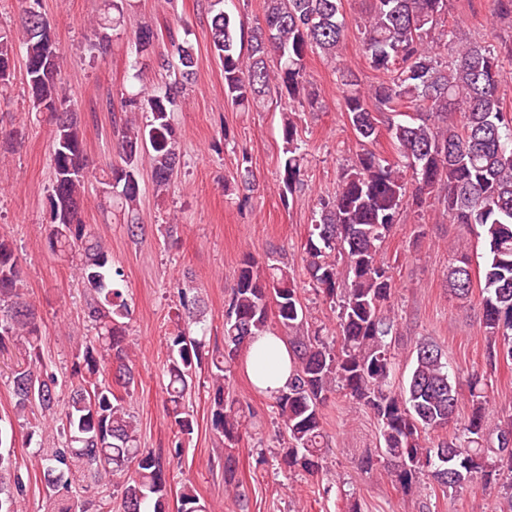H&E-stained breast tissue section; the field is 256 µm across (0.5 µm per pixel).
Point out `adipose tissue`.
Returning <instances> with one entry per match:
<instances>
[{
    "instance_id": "adipose-tissue-1",
    "label": "adipose tissue",
    "mask_w": 512,
    "mask_h": 512,
    "mask_svg": "<svg viewBox=\"0 0 512 512\" xmlns=\"http://www.w3.org/2000/svg\"><path fill=\"white\" fill-rule=\"evenodd\" d=\"M245 369L258 389L273 396L290 380L292 357L280 336H256L247 347Z\"/></svg>"
}]
</instances>
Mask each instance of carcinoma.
I'll return each mask as SVG.
<instances>
[{"instance_id": "cac0c4a2", "label": "carcinoma", "mask_w": 512, "mask_h": 512, "mask_svg": "<svg viewBox=\"0 0 512 512\" xmlns=\"http://www.w3.org/2000/svg\"><path fill=\"white\" fill-rule=\"evenodd\" d=\"M28 0L17 29L0 28V89L16 69L17 47L25 59L29 112L52 126L51 194L47 243L59 259H78L76 272L89 297L86 318L92 334L73 354L69 396L59 405L56 373L44 359L41 317L26 297L24 268L9 240L0 238V355L23 342V358L11 373L16 414L37 408L56 423L59 447H38L34 461L54 512H112L84 505L72 495L110 484L120 495L121 512H169L166 470L181 457L194 431L185 398L193 378L210 376L211 427L224 448L240 441L247 421L226 372L253 336L271 331L269 318L288 337L294 378L274 396L280 426L274 434L275 461L288 474L323 471L329 448L322 406L335 393L375 418L379 463L401 489L426 479L455 490L480 475L502 483L498 512H512V414L495 420L488 412V380H469L470 412L461 433L437 444L428 435L457 422L458 393L445 351L421 338L407 377H394L396 335L390 316L396 284L383 257L386 238L400 211L424 208L434 198L453 224L476 230L483 268L481 324L492 360L512 362V113L501 103L502 60L479 42L459 46L451 64L439 60L444 32L438 30L448 0H371L360 24L370 68L387 79L369 89L342 67L339 89L345 112L360 143L376 140L386 128L396 155L389 159L361 149L343 169L336 190L317 198L301 260L315 293L339 309L336 335L310 324L301 288L288 267L261 263L250 253L240 260L224 302L223 347L194 336L204 300L188 279L176 283L174 331L165 339V404L171 418L170 459L139 444L135 416L125 404L137 381L127 332L131 307L124 273L112 252L83 219L86 192L98 185L103 201L120 209L127 234L139 238L146 226L138 216L140 168L147 162L156 195L169 192L181 165L180 134L174 123L195 83L192 45L169 33V49L157 50L150 25L127 35L135 50L130 78L146 71L163 81L121 95V115L113 125V160L96 165L83 141L79 113L63 93V53L51 25ZM226 0H210L213 52L221 61L224 94L250 111L271 93L283 104V157L279 196L283 204L304 186V153L296 122L298 107L317 108L318 95L307 78L306 59L314 52L334 60L346 38L341 0H265L263 21L250 29L236 23ZM107 23L97 19L94 49L110 51ZM237 188L252 192L256 179L248 157L237 166ZM446 280L460 300L472 295L466 248H453ZM15 439L0 424V512H20L23 463L10 448ZM224 487L240 496L236 458L224 455ZM177 512H212L192 486L184 485Z\"/></svg>"}]
</instances>
